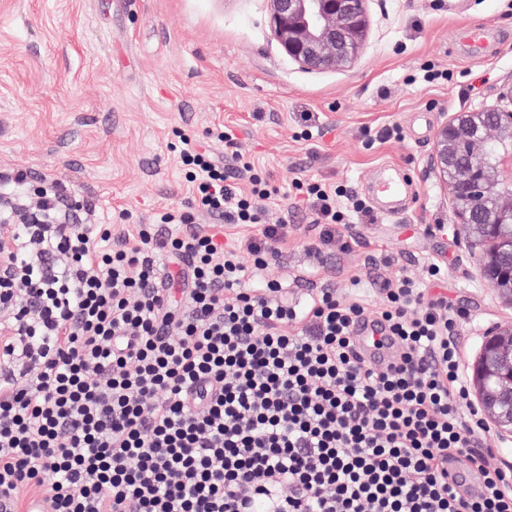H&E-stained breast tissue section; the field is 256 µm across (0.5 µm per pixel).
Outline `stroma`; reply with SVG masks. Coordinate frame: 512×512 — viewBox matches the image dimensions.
<instances>
[{
	"label": "stroma",
	"mask_w": 512,
	"mask_h": 512,
	"mask_svg": "<svg viewBox=\"0 0 512 512\" xmlns=\"http://www.w3.org/2000/svg\"><path fill=\"white\" fill-rule=\"evenodd\" d=\"M366 8L357 61L309 71L275 42L269 0H0V170L30 171L33 189L45 176L66 184L93 223L118 232L188 206L175 132L202 139L224 126L283 194L272 218L287 223L288 242L265 279L291 275L297 291L329 284L346 300L357 275L373 311L384 283H427L441 263L448 298L467 311L456 331L472 363L484 331L512 322V302L480 277L428 161L446 116L495 105L512 78V0ZM477 18L498 28L486 55L455 41ZM426 63L453 80L414 81ZM392 126L399 136L378 140ZM385 163L411 175L409 209L339 225L341 246L309 257L320 228L288 198L291 183L315 178L361 198Z\"/></svg>",
	"instance_id": "stroma-1"
}]
</instances>
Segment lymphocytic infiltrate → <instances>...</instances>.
<instances>
[{
    "label": "lymphocytic infiltrate",
    "instance_id": "f902f5d3",
    "mask_svg": "<svg viewBox=\"0 0 512 512\" xmlns=\"http://www.w3.org/2000/svg\"><path fill=\"white\" fill-rule=\"evenodd\" d=\"M191 209L113 237L80 224L60 183L21 193L29 173H0V239L17 278L0 276V497L13 512H512V468L492 467L466 402L462 345L446 297L404 277L385 284L375 318L395 340L373 365L352 328L360 298L322 289L306 304L261 281L287 240L265 221L278 191L259 174L232 184L224 159L182 132ZM323 230L369 215L339 188L296 180ZM203 212L254 224L237 246ZM181 263L180 296L160 256ZM466 456L473 493L448 479Z\"/></svg>",
    "mask_w": 512,
    "mask_h": 512
}]
</instances>
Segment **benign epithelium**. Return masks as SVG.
Instances as JSON below:
<instances>
[{"mask_svg": "<svg viewBox=\"0 0 512 512\" xmlns=\"http://www.w3.org/2000/svg\"><path fill=\"white\" fill-rule=\"evenodd\" d=\"M280 49L308 70L351 65L365 43L366 0H269ZM506 107L455 112L436 134L430 168L449 191L453 223L473 247L481 277L512 301V81ZM472 398L501 439L512 438V324L495 326L468 370Z\"/></svg>", "mask_w": 512, "mask_h": 512, "instance_id": "obj_1", "label": "benign epithelium"}]
</instances>
